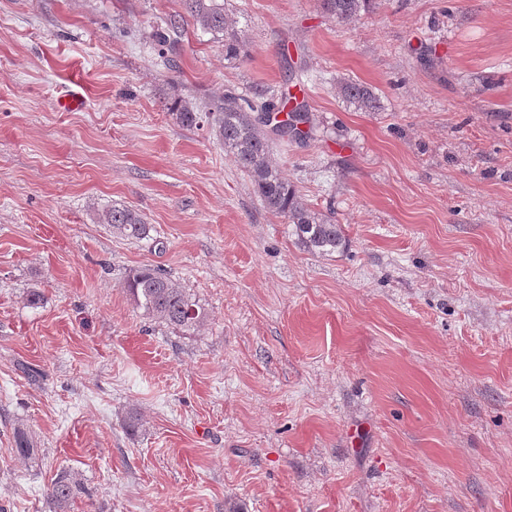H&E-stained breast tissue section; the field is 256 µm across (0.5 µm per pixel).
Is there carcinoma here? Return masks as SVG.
Here are the masks:
<instances>
[{
	"instance_id": "1",
	"label": "carcinoma",
	"mask_w": 512,
	"mask_h": 512,
	"mask_svg": "<svg viewBox=\"0 0 512 512\" xmlns=\"http://www.w3.org/2000/svg\"><path fill=\"white\" fill-rule=\"evenodd\" d=\"M372 0H321L323 9L338 20L360 16L369 10ZM187 12L198 28L206 33L224 37V58L240 57L246 49V41L236 29L237 20H229L224 14V0H185ZM341 94L358 109L370 112L377 108L378 99L368 87L346 82ZM259 100L246 98L228 89L214 103V110L204 114L195 110L190 102L177 98L173 102L177 122L193 126L206 118L213 121L224 143V151L233 156L239 168L250 178L255 193L265 208L285 218L294 243L312 255L327 256L346 247L342 225L336 223L333 213L317 211L308 206L295 187L288 182L271 159L272 138L254 113L273 107L289 110L308 123L305 138L312 137L313 125L309 112L298 103L287 108L274 97L258 94ZM100 223L126 241L139 242L149 237L150 226L136 211L114 205L103 210ZM130 300L146 316L155 319L184 335L194 333L207 319V312L196 295L163 270L143 264L129 270L124 285ZM16 453L24 458L36 456V448L29 432L19 425L14 432ZM82 493V485L75 472L63 469L51 482L47 497L54 506L53 512H65L75 497Z\"/></svg>"
}]
</instances>
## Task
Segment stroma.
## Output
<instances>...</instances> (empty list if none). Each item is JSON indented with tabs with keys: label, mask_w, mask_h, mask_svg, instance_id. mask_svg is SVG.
Listing matches in <instances>:
<instances>
[{
	"label": "stroma",
	"mask_w": 512,
	"mask_h": 512,
	"mask_svg": "<svg viewBox=\"0 0 512 512\" xmlns=\"http://www.w3.org/2000/svg\"><path fill=\"white\" fill-rule=\"evenodd\" d=\"M224 11L236 61L184 0H0V512H50L63 468L68 512H512V0ZM227 88L304 100L313 139L271 157L344 252L300 250L215 127L171 114ZM115 204L149 239L98 222ZM143 264L200 299L193 335L131 303ZM372 0H322L323 9L337 20H348L360 16L371 6ZM341 94L359 110L370 112L377 108L378 99L375 93L360 83L346 82L342 84ZM82 493V485L75 472L63 469L51 482L47 497L50 499L53 512H64L75 497Z\"/></svg>",
	"instance_id": "obj_1"
}]
</instances>
